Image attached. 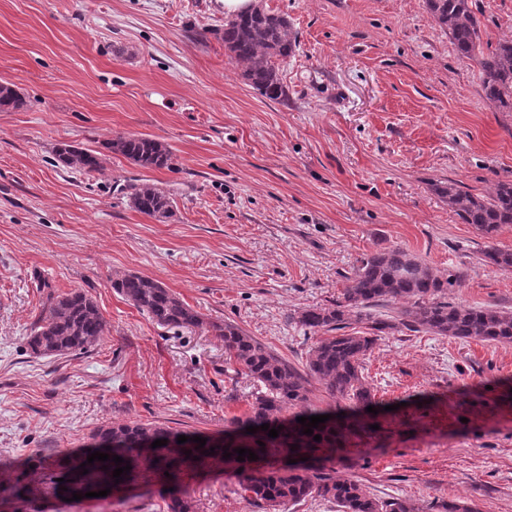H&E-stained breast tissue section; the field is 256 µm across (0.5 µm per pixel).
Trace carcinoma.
<instances>
[{"instance_id":"cac0c4a2","label":"carcinoma","mask_w":512,"mask_h":512,"mask_svg":"<svg viewBox=\"0 0 512 512\" xmlns=\"http://www.w3.org/2000/svg\"><path fill=\"white\" fill-rule=\"evenodd\" d=\"M433 21L444 31L458 56L479 68L486 98L501 112H512V39L484 49L480 25L473 11V0H426ZM230 59L241 65L243 77L260 94L272 100L287 96L279 75V64L290 57L297 34L288 19L261 9L247 11L224 21L221 34ZM25 101L9 83H0V112L24 106ZM111 153L149 169L172 166V153L163 142L144 135H120L104 143ZM57 163L85 173L103 169L99 151L62 143L55 149ZM434 190L448 201V207L466 224H471L485 239H492L504 224H512V182L497 184L487 197L475 196L455 182L437 184ZM131 207L154 218L171 214V201L154 186L143 183L130 187ZM478 260L485 266L512 269V250L486 245ZM461 275L439 278L424 262L400 246L365 255L352 274L345 277L340 296L331 305H316L288 316L315 335L308 350L305 370L300 371L255 337L232 322L205 318L161 283L137 273H125L112 280V288L157 324L175 329L199 330L224 341L226 364L238 375L252 380L254 392L248 409L228 420L224 439H207L204 447L190 440L180 444L181 432L155 423L132 421L105 425L91 435L85 449L61 459L47 455L32 458L39 468L37 476L27 468H12L5 473L8 485L0 489V506L19 512L36 498L51 492L86 494L106 488H128L138 480L156 478L171 487L167 491L168 512H190L191 504L179 489L183 478L203 462L215 465L234 463L237 448L252 450L258 459L238 463L239 487L245 499L263 512H286L287 506L308 498H320L336 504L338 512H429V508L409 499L382 500L372 496L350 479L334 476L324 468L306 464L302 458L333 453L351 444L371 426L400 410L386 411L385 402L375 398L363 376V361L377 337L402 325L413 332L430 333L460 341L495 344L512 343V313L492 306H469L448 301V289L460 284ZM44 294L42 308L34 321L27 345L39 356L84 354L94 347L106 329L96 302L82 290L58 294L51 283L37 278ZM402 302L398 323L374 320L370 333L348 330L362 311L382 303ZM324 388L332 404L323 408L313 403L312 382ZM474 404L492 410L512 407V383L507 388L483 389ZM373 406L378 413L368 417L353 413ZM349 408L350 414L337 417L336 410ZM329 414L331 418L304 434L301 416ZM269 424L280 429L272 438L260 429L246 433L248 426ZM319 435L322 440L315 441ZM157 439L167 445L151 448ZM99 442L110 448L97 447ZM118 455L131 465L121 478H113L115 462L87 463L90 451ZM191 455H185L186 451ZM231 457L223 458L224 452ZM294 463H289V460ZM89 473H83L81 464ZM108 469H102V466Z\"/></svg>"}]
</instances>
